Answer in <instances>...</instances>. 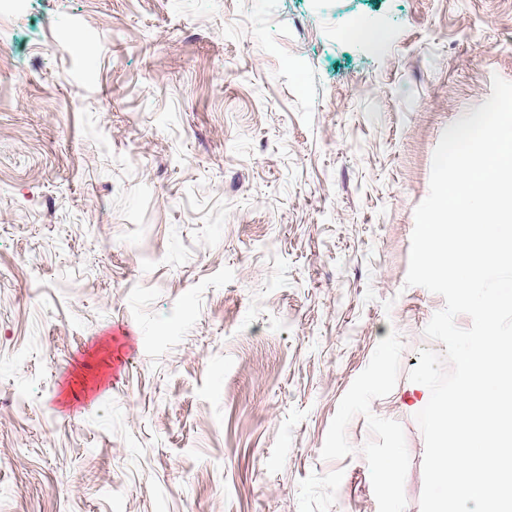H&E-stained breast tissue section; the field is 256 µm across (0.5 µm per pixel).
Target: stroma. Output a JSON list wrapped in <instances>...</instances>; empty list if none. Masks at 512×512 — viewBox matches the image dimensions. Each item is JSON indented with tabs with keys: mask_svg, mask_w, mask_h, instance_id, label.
I'll return each mask as SVG.
<instances>
[{
	"mask_svg": "<svg viewBox=\"0 0 512 512\" xmlns=\"http://www.w3.org/2000/svg\"><path fill=\"white\" fill-rule=\"evenodd\" d=\"M496 75L512 0L0 13V512H421L414 210Z\"/></svg>",
	"mask_w": 512,
	"mask_h": 512,
	"instance_id": "stroma-1",
	"label": "stroma"
}]
</instances>
